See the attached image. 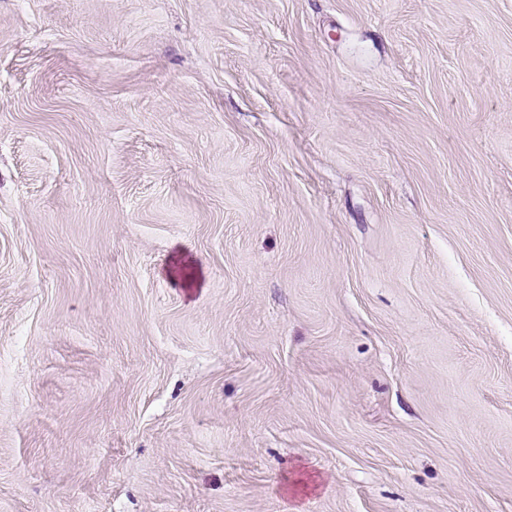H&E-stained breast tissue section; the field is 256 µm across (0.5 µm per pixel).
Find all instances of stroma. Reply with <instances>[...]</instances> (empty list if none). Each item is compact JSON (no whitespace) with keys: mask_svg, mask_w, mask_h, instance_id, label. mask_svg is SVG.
I'll list each match as a JSON object with an SVG mask.
<instances>
[{"mask_svg":"<svg viewBox=\"0 0 512 512\" xmlns=\"http://www.w3.org/2000/svg\"><path fill=\"white\" fill-rule=\"evenodd\" d=\"M0 512H512V0H0Z\"/></svg>","mask_w":512,"mask_h":512,"instance_id":"stroma-1","label":"stroma"}]
</instances>
